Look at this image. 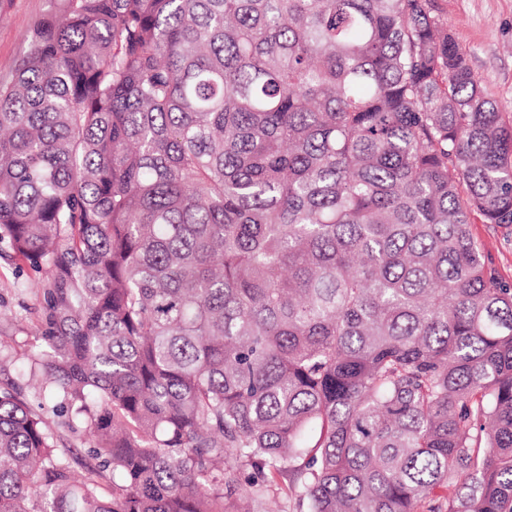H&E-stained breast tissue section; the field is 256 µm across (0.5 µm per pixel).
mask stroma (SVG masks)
Listing matches in <instances>:
<instances>
[{"mask_svg":"<svg viewBox=\"0 0 512 512\" xmlns=\"http://www.w3.org/2000/svg\"><path fill=\"white\" fill-rule=\"evenodd\" d=\"M457 42L467 51L473 70L483 80L487 97L512 124V0H438ZM57 0H0V81L10 79L28 52L26 36L40 18L53 14ZM470 233L499 278L512 286V224H486L472 215ZM44 276L14 258L0 244V364L9 376H22L30 404L60 435L62 447L84 455L88 438L82 428L63 427L58 402L43 373H31L28 355L39 348L34 335Z\"/></svg>","mask_w":512,"mask_h":512,"instance_id":"35a3bbf8","label":"stroma"}]
</instances>
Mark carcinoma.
<instances>
[{"instance_id": "obj_1", "label": "carcinoma", "mask_w": 512, "mask_h": 512, "mask_svg": "<svg viewBox=\"0 0 512 512\" xmlns=\"http://www.w3.org/2000/svg\"><path fill=\"white\" fill-rule=\"evenodd\" d=\"M0 83L46 275L0 512H512V125L436 0H59ZM84 470L75 477L76 468ZM469 230L477 241L499 278L512 286V224H485L473 214Z\"/></svg>"}]
</instances>
